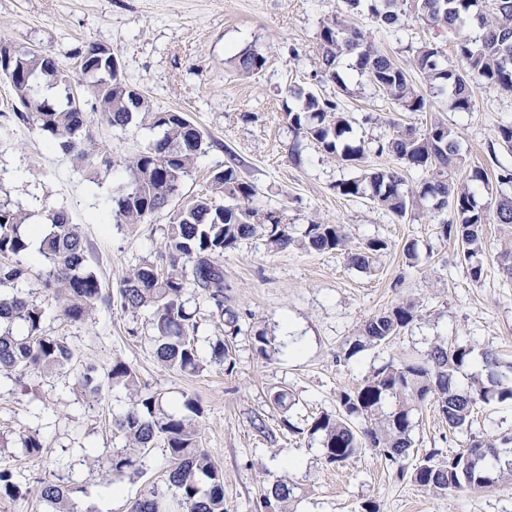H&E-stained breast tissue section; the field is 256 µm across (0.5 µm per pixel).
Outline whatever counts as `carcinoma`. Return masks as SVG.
Wrapping results in <instances>:
<instances>
[{"label": "carcinoma", "mask_w": 512, "mask_h": 512, "mask_svg": "<svg viewBox=\"0 0 512 512\" xmlns=\"http://www.w3.org/2000/svg\"><path fill=\"white\" fill-rule=\"evenodd\" d=\"M343 12L323 22L319 33L320 70L314 77L346 87L338 71L342 57L353 55L359 73L406 112H425L430 99L413 83L409 73L384 53L362 29L348 23L347 16L368 12L380 27L395 26L404 14L453 35L456 68L441 63L442 52L425 44L417 51L415 67L431 94L450 88L451 107L467 112L475 91L492 86L512 92V0H343ZM80 74L89 79L99 121L124 128L136 120L149 121L153 132L147 145L123 161L125 181L112 196V218L118 224H143L178 196L180 203L165 225L163 247L170 270L161 273L157 264L144 260L122 280L121 308L136 313L145 310L153 329L152 341L159 360L181 373L203 370L204 358L197 345V323L185 308L183 295L193 289L214 304L224 322V336L212 343L211 357L233 368L231 339L238 335L237 312L224 306V253L240 241L260 234L271 248L286 250L293 244L316 251L341 252L348 264L361 271L373 268L388 249L380 238L350 246L343 224L306 225L300 236L283 222L278 211L263 214L246 204L253 187L227 166L212 172L209 192L183 197L182 180L205 153L203 132L183 114L162 110L128 84L116 53L96 43L78 53ZM239 70L254 75L266 58L245 49L236 57ZM9 70L10 84L23 111L20 121H32L46 132L79 167L91 170L98 150L91 124L72 92L71 75L54 57L24 47L0 45V72ZM297 106L285 117L298 137H308L346 166L360 168L366 145L344 143L349 130L339 103L323 99L302 86L288 88ZM392 134L376 144L374 153L387 154L396 165L364 170L336 184L339 194L370 197L378 206L402 219L410 207L432 199L435 208L449 206L453 217L440 224L441 237L453 240L457 254L467 264L470 277L483 275L479 255L483 251V227L491 221L512 224V197L496 202L493 211L478 205L465 184L449 172L461 163L458 135L447 124L434 122L419 130L395 120ZM425 175L418 190L404 189V172ZM232 200L215 203V197ZM30 213L0 199V287L10 286V296H0V372H18L38 377L47 372L71 369L74 350L67 340L44 330L45 308L31 299L33 289L61 306L71 322L88 319L97 304H111L102 292L95 271L89 266L79 225L67 211L54 208L46 215L39 253L48 262L46 272L34 279L26 262L30 251L27 232ZM419 304L406 299L361 323L357 335L342 349L344 359L390 343L421 319ZM257 353L269 358L276 351L274 339L264 330L254 333ZM473 359L468 345L437 344L422 356L390 360L359 385L337 397L338 410L312 418L307 433L321 437L323 457L340 465L372 450L395 467L397 475L424 491L446 494L478 491L512 480V458L502 459L497 444L508 445L512 437L498 441L484 436L472 439L456 452L443 454L432 448L417 458L411 468L404 461L412 452L411 432L415 416L431 405L455 432L471 424L475 408L512 402V377L500 370L497 357L484 354V374L471 377L467 387L458 377ZM113 388L125 390L129 407L113 419L122 446L93 461L106 466L112 491L125 480L144 474L145 458L154 443L161 442L168 458L166 489L153 488L129 501L128 512H225L224 474L211 452L202 445V407L186 399L183 409H162V394L142 387L135 371L116 360L107 374ZM80 385L91 398L102 390L97 369L89 365L80 372ZM23 456L42 452L37 433L19 437ZM295 485L277 483L261 495L266 512H290L296 498ZM77 488L56 479L33 483L13 468L0 467V500L34 497L42 512H80L74 499Z\"/></svg>", "instance_id": "carcinoma-1"}]
</instances>
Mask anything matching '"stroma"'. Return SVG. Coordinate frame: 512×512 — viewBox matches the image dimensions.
<instances>
[{"mask_svg":"<svg viewBox=\"0 0 512 512\" xmlns=\"http://www.w3.org/2000/svg\"><path fill=\"white\" fill-rule=\"evenodd\" d=\"M342 9V0H0V42L52 54L67 70L75 69L87 44L111 48L128 83L154 105L185 113L204 132L209 146L184 179L182 194L204 191L210 173L230 165L254 186L249 204L257 211H281L284 222L299 229L315 222L346 225L354 245L369 238L388 244L368 272L350 267L339 252L298 245L275 251L260 236L226 252L224 303L239 312L241 326L232 341L230 369L213 361L195 375L165 367L154 354L147 312L101 304L91 321L74 324L55 302L46 303L44 329L67 338L76 368L36 383L0 376V435L9 441L0 447V466L32 481L57 470L70 474L83 512H126L130 500L162 485V447L151 449L145 474L118 494L83 455L87 448L103 453L120 445L112 418L130 399L124 390L106 387L97 402L86 403L77 370L91 364L104 373L120 359L142 385L163 393L164 410L188 398L200 401L202 443L224 473L226 512H257L261 493L280 481L301 489L293 512H360L366 502L379 512H512L510 481L478 493L426 492L399 479L370 450L346 465H327L319 437L307 432L313 415L336 411L341 390L359 385L392 358L440 343L470 345L473 362L459 376L464 384L482 371L485 352L501 365L512 364V279L499 265L500 252L512 245V224L485 225L484 272L473 281L453 241L440 236L450 209H426L399 220L369 198L339 195L337 183L353 177L354 169L315 140L296 138L285 118L295 105L288 88L304 86L337 101L350 124L347 141L370 148L389 137L390 120L420 128L442 120L458 134L464 163L456 180L476 168L488 170L487 182L472 186L477 201L487 204L512 196V182L492 173L487 150L495 128L512 123V92L478 89L467 112L452 111L443 96L434 98L430 111L405 112L365 78L353 77L343 88L315 82L320 24ZM351 22L410 71L415 84L423 82L414 66L416 47L436 44L444 65L457 63L447 33L414 18H401L391 29L379 28L365 14ZM245 48L265 57L258 74L237 68L235 56ZM72 88L111 166H99V180L91 182L38 125L16 119L20 106L10 83L0 78V194L39 216L65 208L81 227L103 291L115 297L135 265L158 261L171 211L162 209L144 224H113L112 192L125 177L122 161L147 143L150 132L141 124L120 129L100 123L84 79L76 78ZM410 244L419 255L413 264L405 255ZM410 298L419 301L421 320L389 345L341 359L343 345L365 319ZM184 300L198 323V345L210 353L224 333L222 319L194 292ZM258 329L276 340L278 351L270 358L255 349ZM281 388L296 400L285 416L269 402L270 392ZM416 421L415 450L455 451L475 435L512 433V403L478 409L471 426L455 433L427 408ZM27 430L38 431L41 454H19L14 441Z\"/></svg>","mask_w":512,"mask_h":512,"instance_id":"1","label":"stroma"}]
</instances>
